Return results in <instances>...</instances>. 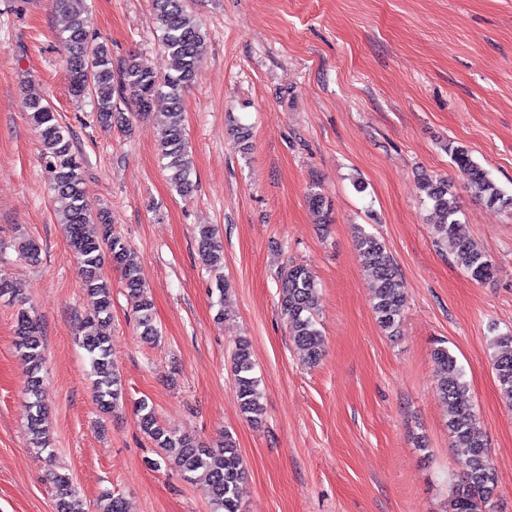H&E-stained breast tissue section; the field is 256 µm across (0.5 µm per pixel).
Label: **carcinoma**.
Listing matches in <instances>:
<instances>
[{"instance_id": "obj_1", "label": "carcinoma", "mask_w": 512, "mask_h": 512, "mask_svg": "<svg viewBox=\"0 0 512 512\" xmlns=\"http://www.w3.org/2000/svg\"><path fill=\"white\" fill-rule=\"evenodd\" d=\"M63 16L59 38L68 51L67 68L70 92L78 100L88 98L94 107L96 122L110 129L119 118L116 99L128 97L143 115L160 114L158 151L174 189L181 195L194 190L191 178L193 158L185 128L184 90L197 79L204 51L205 34L187 12L185 0H152L154 16L161 31V44L174 61V73L159 76L137 56L113 61L107 44L86 31L81 12L85 0H55ZM29 118L41 128V158L55 173L54 191L58 202L59 223L63 224L72 253L76 256L85 291L96 298L92 316L86 318L82 347L90 357L95 376L93 387L104 413L111 412L123 398L122 379L112 358V292L102 269L105 263L121 270L127 300L136 314L142 336L153 340L158 330L153 323V304L143 284L134 253L112 231L110 212L92 210L74 145L72 131L62 126L50 102L41 96L24 101ZM452 163L469 185L491 206L512 210V194L503 190L491 174L476 163L468 149H449ZM421 186L432 203L435 235L451 248L464 271L476 282L492 279L496 269L486 254L466 234L456 218L458 207L448 201V181L423 176ZM202 266L211 271L224 265V246L210 225L196 234ZM355 246L363 268L375 282L373 311L380 326L398 330L405 305L403 288L396 267L384 243L374 234L357 229ZM279 292V308L287 320L290 335L308 365H316L322 356L321 334L316 326L317 288L310 272L302 265L284 270ZM16 350L29 364L28 393L33 398L26 433L30 444L40 450L51 445L45 427L47 408L41 400L40 373L43 369V342L38 320L26 309L16 316ZM493 369L503 399L512 405V335L493 340ZM437 388L448 406V431L457 450L466 456L468 471L455 484L448 512H484L497 490V478L491 464L472 396L462 368L445 347L434 349ZM237 399L241 412L253 423L261 415V390L254 375L251 345L240 338L231 356ZM140 429L164 450L168 458L189 481H202L210 489L213 512H240L237 489L246 471L236 440L228 431L213 446L200 443L190 435H177L163 426L146 402L138 407ZM58 512H85L78 492L69 477L54 475ZM99 512H126L119 497L105 494L98 503Z\"/></svg>"}]
</instances>
